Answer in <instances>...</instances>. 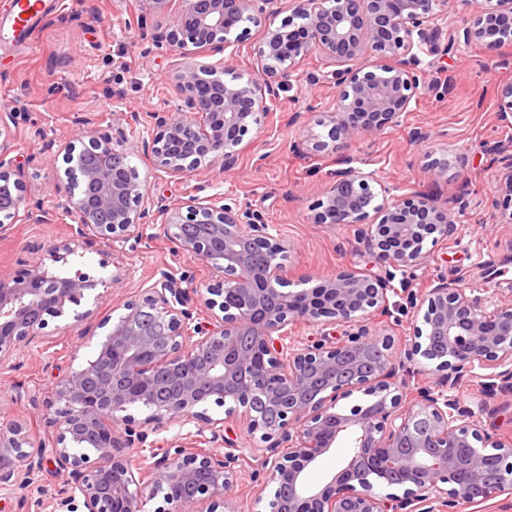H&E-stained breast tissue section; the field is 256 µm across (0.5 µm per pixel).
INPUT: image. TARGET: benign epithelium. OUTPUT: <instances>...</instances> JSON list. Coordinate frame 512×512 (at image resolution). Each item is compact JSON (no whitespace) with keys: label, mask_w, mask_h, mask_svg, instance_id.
Returning a JSON list of instances; mask_svg holds the SVG:
<instances>
[{"label":"benign epithelium","mask_w":512,"mask_h":512,"mask_svg":"<svg viewBox=\"0 0 512 512\" xmlns=\"http://www.w3.org/2000/svg\"><path fill=\"white\" fill-rule=\"evenodd\" d=\"M179 3L174 10L171 0H142L146 13L165 20L158 47L187 60L203 48L233 58L248 36L239 30L244 21L261 28L262 37L255 77L226 81L224 71L189 62L174 76L180 104L147 115L145 155L173 176L217 163L234 169L250 128L301 80L336 85V109L325 118L329 141L314 142L312 150L348 157L358 134L380 136L410 111L423 80L420 54L430 52L432 30L448 12V0H293L291 15L280 20L281 0ZM466 4L471 18L457 36L499 58L512 43V0ZM314 53L330 70L300 72ZM365 57L376 59V70L353 67ZM12 123L11 113H0V230L16 223L25 204L24 166L1 170L14 141ZM129 156L122 130L66 143L55 192L74 224L71 242L47 245L49 259L102 240L115 249L151 227L173 253L222 276L203 295L191 276L162 269L116 322L100 320L96 327L109 330L93 357L37 389L53 413L48 423L59 429L57 446L34 447L21 422L0 427V497H24L30 475L51 464L64 480L48 503L37 502L49 512H144L156 498L163 502L157 512H237L233 499L250 456L261 459L274 487L269 512H458L463 503L512 491L511 471L485 483L512 457V439L489 433L452 395L478 369L512 377V302L468 294L443 277L417 294L403 279L427 238L448 236L461 201L393 195L374 171L341 170L320 193L313 223L357 225L358 241L377 252L385 276L345 269L318 288L286 290L279 284L291 245L259 212L222 197H155ZM496 192L511 209L502 221L511 224L512 158ZM396 279L410 308L431 324L433 340L414 329L407 356L415 371L432 375V388L409 387L401 362L374 338L375 321L390 317ZM95 287L79 270L58 274L42 262L19 276L1 275L0 363ZM200 307L204 324L197 321ZM318 322L345 332L297 344L293 328ZM356 392L369 401L338 408ZM229 399L235 405L218 422L203 408ZM132 408L149 414L138 420ZM237 420L265 446L248 448L225 435V424ZM187 425L195 430L175 435L176 452L152 451L144 468L132 463L146 450L148 433ZM85 441L94 443L93 463L75 451ZM340 442L348 448L341 468L323 486L309 485L308 467ZM201 443L209 450H198ZM378 487L392 492L379 494Z\"/></svg>","instance_id":"obj_1"}]
</instances>
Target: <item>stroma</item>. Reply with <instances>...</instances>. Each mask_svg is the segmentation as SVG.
Returning <instances> with one entry per match:
<instances>
[{
    "mask_svg": "<svg viewBox=\"0 0 512 512\" xmlns=\"http://www.w3.org/2000/svg\"><path fill=\"white\" fill-rule=\"evenodd\" d=\"M8 2L0 0V107L14 114L13 155L27 164L26 204L46 214L42 222L21 219L0 232V275L16 276L43 260V245L66 238L73 222L55 192L49 157L62 155L74 136L115 133L116 114L173 109V76L183 60L155 45L157 19L148 18L146 28H139V0L49 5L31 49L9 32ZM463 15L460 0H449L448 19L436 39L439 50L423 58L426 75L410 112L381 136L359 137L353 164L376 171L400 195L418 191L444 200L464 198L451 235L425 243V257L409 268L414 288L427 289L431 280L445 276L475 294L507 301L512 300V224L499 219L495 186L502 165L491 150L512 142V115L499 117L497 94L500 84L512 82V45L491 61L478 45L451 41ZM337 94L335 85L303 82L283 92L262 128L248 133L250 145L232 171L216 167L181 178L156 170L142 154L146 129L141 125L126 128L131 163L153 195L175 202L191 196L231 198L277 225L292 246L284 269L289 288L316 287L346 268L383 275L376 253L358 244L355 225L313 221L317 197L334 181L340 164L335 154L303 152L299 146L314 135L326 138L321 120ZM436 160L444 169L434 178L429 165ZM111 258L110 245L102 242L49 263L56 273H86L97 286L80 305L49 319L39 341L0 364V426L18 420L26 423L34 444L55 443L57 431L34 402V389L83 365L104 336L100 329L81 336L77 314L119 318L159 269L191 270L203 289L216 281L210 265L174 255L162 239L129 240L120 265H112ZM121 267L124 280L112 283ZM456 395L485 429L512 438V381L491 394L480 379L471 378Z\"/></svg>",
    "mask_w": 512,
    "mask_h": 512,
    "instance_id": "35a3bbf8",
    "label": "stroma"
}]
</instances>
